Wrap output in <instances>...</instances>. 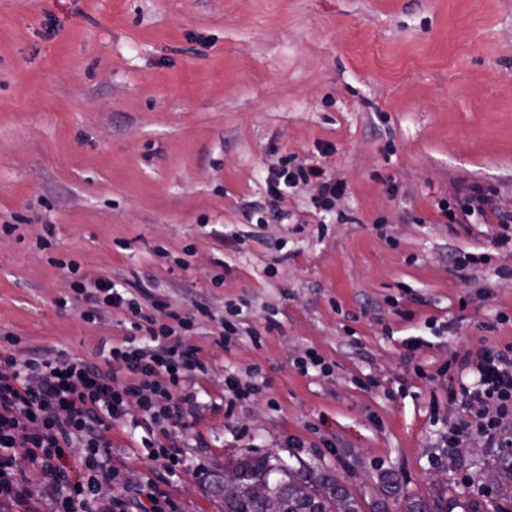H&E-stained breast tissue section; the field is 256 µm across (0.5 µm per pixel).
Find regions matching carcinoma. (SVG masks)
Instances as JSON below:
<instances>
[{
	"mask_svg": "<svg viewBox=\"0 0 512 512\" xmlns=\"http://www.w3.org/2000/svg\"><path fill=\"white\" fill-rule=\"evenodd\" d=\"M241 484L238 493L224 496V512H259L249 498L251 484L265 481L282 491V512H330L340 500L343 512H362L360 502L332 474L308 468H294L287 461L268 456H244L234 463ZM496 493L512 494V453H504L496 466Z\"/></svg>",
	"mask_w": 512,
	"mask_h": 512,
	"instance_id": "cac0c4a2",
	"label": "carcinoma"
}]
</instances>
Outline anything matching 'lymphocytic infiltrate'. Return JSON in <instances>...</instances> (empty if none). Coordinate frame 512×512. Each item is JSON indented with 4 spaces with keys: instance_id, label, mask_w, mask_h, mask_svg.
Instances as JSON below:
<instances>
[{
    "instance_id": "lymphocytic-infiltrate-1",
    "label": "lymphocytic infiltrate",
    "mask_w": 512,
    "mask_h": 512,
    "mask_svg": "<svg viewBox=\"0 0 512 512\" xmlns=\"http://www.w3.org/2000/svg\"><path fill=\"white\" fill-rule=\"evenodd\" d=\"M309 186L327 209L346 193L343 181L326 178L319 168L304 163L274 165L266 178V193L275 204ZM66 269L69 289L84 305L85 321L99 320L110 309L124 314L127 329L108 352L119 366L115 373L60 354L45 352L19 360L0 351V503L25 505L16 473L23 461L58 488L52 512H77L94 504L100 486L115 482L110 453L98 439L100 429L115 422L146 429L144 447L150 456L167 457V474L175 476L183 461L169 441L193 411L197 394L191 382L207 369L185 338L194 334L200 317L209 316V309L183 315L165 298L150 294L142 299L116 287L109 277H88L76 262H67ZM462 363L473 368L477 382L460 385L449 395L467 408L481 405L482 411L450 427L449 447L479 436L489 447L511 448L512 436L503 426L512 420V353L485 346L466 354ZM132 403L140 412L133 420L127 417ZM169 506L157 482L151 481L113 496L108 512H165Z\"/></svg>"
}]
</instances>
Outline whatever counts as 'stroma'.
Here are the masks:
<instances>
[{"mask_svg": "<svg viewBox=\"0 0 512 512\" xmlns=\"http://www.w3.org/2000/svg\"><path fill=\"white\" fill-rule=\"evenodd\" d=\"M343 180L267 223L269 166ZM499 210L461 208L466 188ZM512 0H0V337L25 359L86 362L123 314L59 306L58 260L181 314L245 303L262 347L188 336L208 370L176 431L174 512H224V465L271 455L337 475L364 512L408 499L512 502L483 490L497 452L442 437L463 416L460 360L512 347ZM166 257H158V249ZM316 351L330 373L301 375ZM262 392L227 411L224 378ZM141 431L101 430L133 487L164 471ZM400 493L388 497L386 476Z\"/></svg>", "mask_w": 512, "mask_h": 512, "instance_id": "stroma-1", "label": "stroma"}]
</instances>
